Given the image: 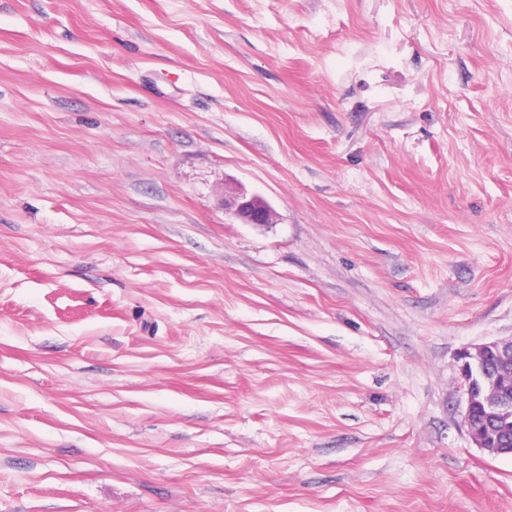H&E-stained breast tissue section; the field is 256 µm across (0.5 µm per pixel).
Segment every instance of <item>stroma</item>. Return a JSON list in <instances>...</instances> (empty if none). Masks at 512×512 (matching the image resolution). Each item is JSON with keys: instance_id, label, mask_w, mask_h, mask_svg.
Segmentation results:
<instances>
[{"instance_id": "obj_1", "label": "stroma", "mask_w": 512, "mask_h": 512, "mask_svg": "<svg viewBox=\"0 0 512 512\" xmlns=\"http://www.w3.org/2000/svg\"><path fill=\"white\" fill-rule=\"evenodd\" d=\"M509 336L512 0H0V512H512ZM224 209L229 210L243 224L275 223V212L272 207L258 195H248L243 190L227 195L224 191ZM457 360L466 392L462 420L474 446L492 457L512 458V398L504 389L512 375V336L466 346ZM478 405L485 411L481 418L473 415Z\"/></svg>"}]
</instances>
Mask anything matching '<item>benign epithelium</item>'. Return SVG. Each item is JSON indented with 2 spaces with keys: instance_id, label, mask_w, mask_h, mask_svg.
Wrapping results in <instances>:
<instances>
[{
  "instance_id": "7a95c632",
  "label": "benign epithelium",
  "mask_w": 512,
  "mask_h": 512,
  "mask_svg": "<svg viewBox=\"0 0 512 512\" xmlns=\"http://www.w3.org/2000/svg\"><path fill=\"white\" fill-rule=\"evenodd\" d=\"M224 209L243 224L275 223L272 207L242 190L224 195ZM457 360L466 392L462 420L474 446L492 457L512 458V398L505 390L512 375V336L466 346Z\"/></svg>"
}]
</instances>
